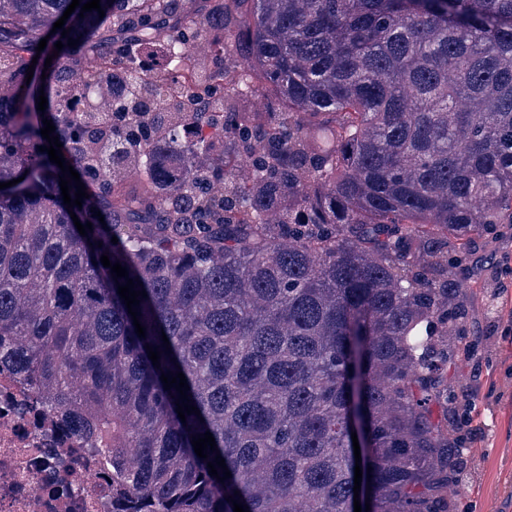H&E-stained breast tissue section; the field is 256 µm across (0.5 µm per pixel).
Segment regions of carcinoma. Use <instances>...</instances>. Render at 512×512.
I'll use <instances>...</instances> for the list:
<instances>
[{"mask_svg": "<svg viewBox=\"0 0 512 512\" xmlns=\"http://www.w3.org/2000/svg\"><path fill=\"white\" fill-rule=\"evenodd\" d=\"M71 2L0 0V84H13L0 182L22 178L0 189V359L80 421L112 470L114 510L353 512L355 424L370 512H448L445 370L465 292L448 270L512 229V0H224L163 39L175 0H100L102 18L79 17L80 0L64 24L79 43L36 112L18 76ZM209 31L247 65L206 67L192 44ZM131 45L165 67L126 69ZM86 56L98 64L75 83ZM114 70L125 112L103 125ZM177 78L210 111H184ZM259 87L284 107L239 111ZM146 99L166 111H132ZM45 119L95 186L80 208L39 151ZM189 119L198 132L182 142ZM163 130L183 181L153 153ZM116 171L147 184L124 193ZM129 278L147 293L143 338L117 293ZM168 372L200 415L181 422ZM207 432L219 453L199 458ZM218 454L222 482L207 467Z\"/></svg>", "mask_w": 512, "mask_h": 512, "instance_id": "1", "label": "carcinoma"}]
</instances>
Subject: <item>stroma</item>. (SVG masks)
Listing matches in <instances>:
<instances>
[{
	"mask_svg": "<svg viewBox=\"0 0 512 512\" xmlns=\"http://www.w3.org/2000/svg\"><path fill=\"white\" fill-rule=\"evenodd\" d=\"M450 278L466 290L448 352V419L463 441L453 512H512V237L489 240Z\"/></svg>",
	"mask_w": 512,
	"mask_h": 512,
	"instance_id": "stroma-1",
	"label": "stroma"
}]
</instances>
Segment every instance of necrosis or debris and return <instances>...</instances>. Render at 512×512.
Wrapping results in <instances>:
<instances>
[{"instance_id":"4bbe7bcc","label":"necrosis or debris","mask_w":512,"mask_h":512,"mask_svg":"<svg viewBox=\"0 0 512 512\" xmlns=\"http://www.w3.org/2000/svg\"><path fill=\"white\" fill-rule=\"evenodd\" d=\"M108 477L76 424L0 364V512H112Z\"/></svg>"}]
</instances>
